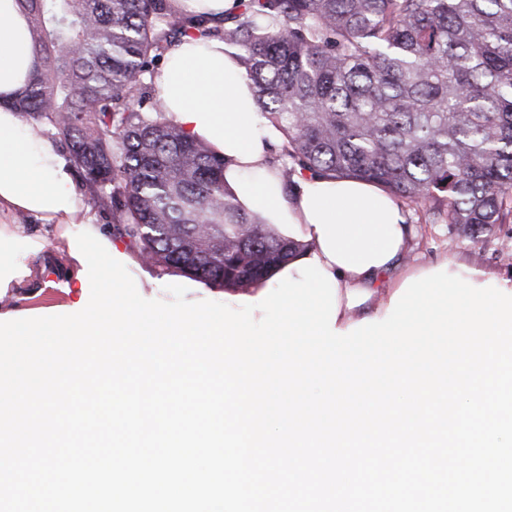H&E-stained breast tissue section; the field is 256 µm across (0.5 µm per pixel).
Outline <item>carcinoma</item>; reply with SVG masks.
<instances>
[{"instance_id": "carcinoma-1", "label": "carcinoma", "mask_w": 512, "mask_h": 512, "mask_svg": "<svg viewBox=\"0 0 512 512\" xmlns=\"http://www.w3.org/2000/svg\"><path fill=\"white\" fill-rule=\"evenodd\" d=\"M22 2L37 63L10 108L54 130L163 271L247 290L296 251L166 119L151 66L186 36L236 49L286 185L370 181L472 239L512 222V0H239L229 21L169 0Z\"/></svg>"}]
</instances>
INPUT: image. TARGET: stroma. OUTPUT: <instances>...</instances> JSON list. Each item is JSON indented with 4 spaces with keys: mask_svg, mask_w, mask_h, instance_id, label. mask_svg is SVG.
I'll return each mask as SVG.
<instances>
[{
    "mask_svg": "<svg viewBox=\"0 0 512 512\" xmlns=\"http://www.w3.org/2000/svg\"><path fill=\"white\" fill-rule=\"evenodd\" d=\"M407 212L415 236L411 251L404 261L405 266H427L446 257L455 262L457 267L485 272L496 284L512 285V257H506L499 250L501 242H512V223L496 225L492 232L474 242L462 236L447 219H427L424 207L413 205L408 207ZM129 273L139 294L146 299H167L166 287L170 284L187 286L186 298L192 302H220L224 299L222 291L190 287L188 278L178 274L165 277L158 275L145 262L130 268ZM44 279V285L31 289L28 297L14 299L13 304L19 308L21 317H42L60 304L65 306L67 313L72 314L87 305L89 289L74 282L65 283L55 264H48Z\"/></svg>",
    "mask_w": 512,
    "mask_h": 512,
    "instance_id": "35a3bbf8",
    "label": "stroma"
}]
</instances>
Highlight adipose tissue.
Listing matches in <instances>:
<instances>
[{"label": "adipose tissue", "mask_w": 512, "mask_h": 512, "mask_svg": "<svg viewBox=\"0 0 512 512\" xmlns=\"http://www.w3.org/2000/svg\"><path fill=\"white\" fill-rule=\"evenodd\" d=\"M37 60L28 16L19 0H0V296L38 279L41 264L17 263L25 241L39 256L41 238L24 236L12 216L26 214L63 234L83 219L102 232L73 181V163L46 136L26 131L5 102L18 92ZM165 113L185 134L208 141L225 160L224 182L244 210L300 243L299 259L319 260L336 279L335 327L384 317L389 296L403 283L395 271L408 252V213L381 187L357 179L306 175L285 190L268 161L278 132L256 110L251 83L223 41L185 37L157 77ZM389 296L378 299L383 276Z\"/></svg>", "instance_id": "1"}]
</instances>
